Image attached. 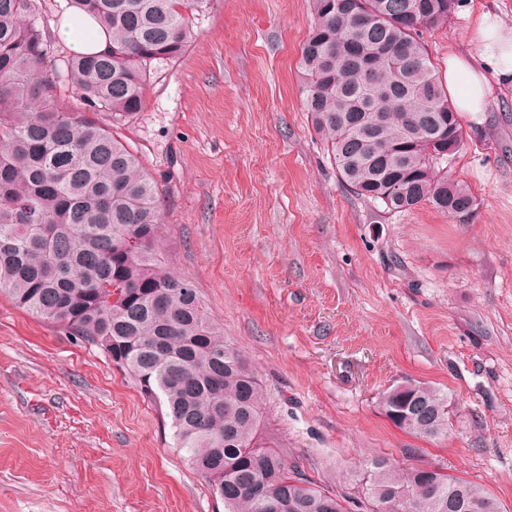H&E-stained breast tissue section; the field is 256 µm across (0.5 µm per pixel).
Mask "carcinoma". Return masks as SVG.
<instances>
[{
  "label": "carcinoma",
  "instance_id": "cac0c4a2",
  "mask_svg": "<svg viewBox=\"0 0 512 512\" xmlns=\"http://www.w3.org/2000/svg\"><path fill=\"white\" fill-rule=\"evenodd\" d=\"M214 0H70L99 21L109 50L63 59L72 99L43 71L32 0H0V294L97 347L164 408L176 448L224 512H501L478 484L437 468L363 462L360 496L311 482L288 455L256 443L257 375L202 307L191 281L162 269V190L114 127L143 108L156 63L183 55L193 18ZM302 44L305 105L340 178L391 212L427 203L474 213L461 181L437 173L460 118L420 31L448 24L459 0H309ZM106 113L108 125L97 115ZM167 344L156 354L151 346ZM448 394L417 383L384 392L399 429L444 438Z\"/></svg>",
  "mask_w": 512,
  "mask_h": 512
}]
</instances>
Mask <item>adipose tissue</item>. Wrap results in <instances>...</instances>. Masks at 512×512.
I'll return each instance as SVG.
<instances>
[{
    "label": "adipose tissue",
    "mask_w": 512,
    "mask_h": 512,
    "mask_svg": "<svg viewBox=\"0 0 512 512\" xmlns=\"http://www.w3.org/2000/svg\"><path fill=\"white\" fill-rule=\"evenodd\" d=\"M94 18L64 16L57 28L58 38L71 50L98 53L108 49L109 38L96 28ZM96 29L93 40H85L82 27ZM469 33L479 48L478 54L449 53L445 66L444 84L452 108L461 116L476 117L487 110L492 88L488 75L498 82L512 84V26L498 15L479 12L470 17Z\"/></svg>",
    "instance_id": "ef3b65f1"
}]
</instances>
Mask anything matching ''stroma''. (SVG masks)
<instances>
[{
    "mask_svg": "<svg viewBox=\"0 0 512 512\" xmlns=\"http://www.w3.org/2000/svg\"><path fill=\"white\" fill-rule=\"evenodd\" d=\"M47 73L69 56L62 0H33ZM512 24V0H460L423 42L436 68L477 53L469 15ZM309 0H217L160 64L121 133L163 190V265L193 281L262 385L260 440L337 494L361 462L444 469L512 512V86L464 127L450 178L467 224L392 213L340 179L304 106ZM448 393L447 437L382 412L407 381ZM0 512H218L169 419L97 348L0 295Z\"/></svg>",
    "mask_w": 512,
    "mask_h": 512,
    "instance_id": "35a3bbf8",
    "label": "stroma"
}]
</instances>
